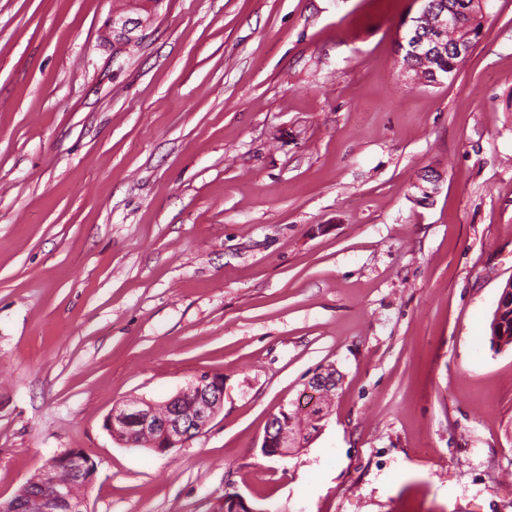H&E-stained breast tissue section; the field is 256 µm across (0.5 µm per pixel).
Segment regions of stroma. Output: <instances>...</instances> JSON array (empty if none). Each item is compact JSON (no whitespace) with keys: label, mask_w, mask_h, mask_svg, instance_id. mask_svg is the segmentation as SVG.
Here are the masks:
<instances>
[{"label":"stroma","mask_w":512,"mask_h":512,"mask_svg":"<svg viewBox=\"0 0 512 512\" xmlns=\"http://www.w3.org/2000/svg\"><path fill=\"white\" fill-rule=\"evenodd\" d=\"M116 7L0 0V502L78 448L90 512H512V0L434 86L418 0H166L126 49ZM328 364L324 429L262 456ZM204 372L182 446L104 430ZM509 281L502 290V301L498 303L491 323L490 344L493 349L512 346V288Z\"/></svg>","instance_id":"1"}]
</instances>
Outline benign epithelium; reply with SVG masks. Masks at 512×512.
Instances as JSON below:
<instances>
[{
  "label": "benign epithelium",
  "mask_w": 512,
  "mask_h": 512,
  "mask_svg": "<svg viewBox=\"0 0 512 512\" xmlns=\"http://www.w3.org/2000/svg\"><path fill=\"white\" fill-rule=\"evenodd\" d=\"M425 25L440 33L456 24V17L451 12H439L428 5L420 7L416 16L410 18V27ZM147 21L140 17L134 18L115 13L108 17L104 24L105 37L112 40L132 44L138 40L137 31L145 30ZM340 379L332 369L322 368L315 377L306 382V392L318 397L329 396L332 390L339 388ZM186 393L195 394V403L190 413L185 414L180 407V400ZM170 412L158 415L155 403L143 399L133 400L122 409H115L105 421L106 431L116 440L123 441L122 433L129 421H136L145 433L160 431L163 433V445L157 452L164 454L181 446L195 432H203L224 405V381L212 376H198L187 386L180 389L174 396L165 401ZM279 420L271 418L268 434L264 435V443L278 442L275 455L285 457L290 453L285 431L278 430ZM59 465L65 467L64 474L58 475V469L42 466L38 471L40 485L50 488L46 494L35 496L40 512H88L86 501L76 493V487L86 484L94 477L95 464L80 449H73L59 459Z\"/></svg>",
  "instance_id": "7a95c632"
}]
</instances>
